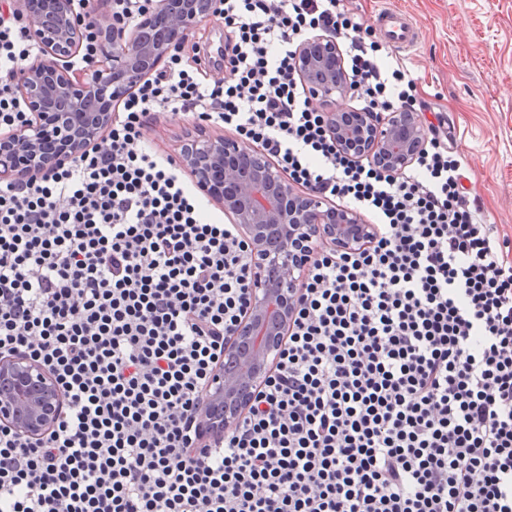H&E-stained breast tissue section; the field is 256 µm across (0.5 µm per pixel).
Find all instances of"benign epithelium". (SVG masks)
<instances>
[{"mask_svg":"<svg viewBox=\"0 0 512 512\" xmlns=\"http://www.w3.org/2000/svg\"><path fill=\"white\" fill-rule=\"evenodd\" d=\"M216 9V0H161L131 30L104 21L99 29L108 46L105 62L80 75L71 60L82 51L84 30L73 0H21L28 36L42 54L13 79L29 118L21 129L0 132V184L37 179L99 143L119 104L161 70L173 48L214 18ZM295 69L351 159L396 175L425 149L428 130L419 113L378 116L348 104L350 77L334 35L304 40ZM180 161L194 185L249 242L252 256L251 306L224 343L229 368L206 390L199 408L201 436L208 439L240 423L276 363L315 244L362 246L376 227L359 211L293 184L266 152L245 149L233 137L189 139L180 145ZM64 406L45 367L25 355L0 356L1 425L40 439Z\"/></svg>","mask_w":512,"mask_h":512,"instance_id":"obj_1","label":"benign epithelium"}]
</instances>
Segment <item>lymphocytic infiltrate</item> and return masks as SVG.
<instances>
[{
	"instance_id": "1",
	"label": "lymphocytic infiltrate",
	"mask_w": 512,
	"mask_h": 512,
	"mask_svg": "<svg viewBox=\"0 0 512 512\" xmlns=\"http://www.w3.org/2000/svg\"><path fill=\"white\" fill-rule=\"evenodd\" d=\"M231 80L172 51L98 144L0 186V355L54 376L43 438L0 425V512H512V261L468 204L444 124L399 175L354 163L294 70L328 30L361 110L425 111L349 0H218ZM39 48L0 0V127ZM258 144L299 186L378 227L318 247L278 363L241 424L195 414L252 299L250 252L176 162L144 142L165 113Z\"/></svg>"
}]
</instances>
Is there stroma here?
I'll use <instances>...</instances> for the list:
<instances>
[{
    "label": "stroma",
    "mask_w": 512,
    "mask_h": 512,
    "mask_svg": "<svg viewBox=\"0 0 512 512\" xmlns=\"http://www.w3.org/2000/svg\"><path fill=\"white\" fill-rule=\"evenodd\" d=\"M364 19L382 7L412 16L418 44L398 60L420 99L444 113L468 198L512 238V0H353Z\"/></svg>",
    "instance_id": "stroma-1"
}]
</instances>
